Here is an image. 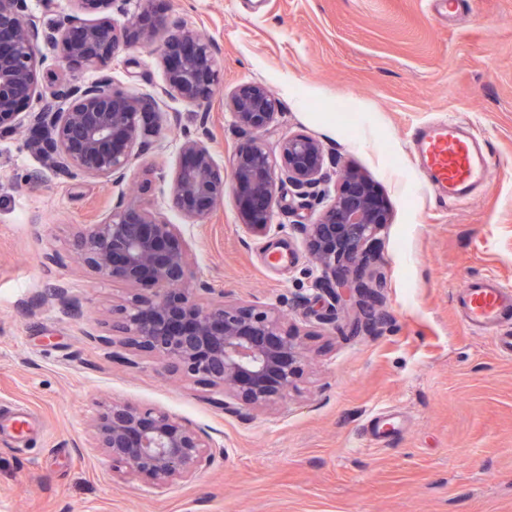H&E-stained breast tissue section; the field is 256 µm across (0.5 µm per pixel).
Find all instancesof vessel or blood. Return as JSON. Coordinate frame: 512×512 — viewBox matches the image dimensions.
I'll use <instances>...</instances> for the list:
<instances>
[{
  "mask_svg": "<svg viewBox=\"0 0 512 512\" xmlns=\"http://www.w3.org/2000/svg\"><path fill=\"white\" fill-rule=\"evenodd\" d=\"M412 140L426 186L440 202H456L493 176L494 168L483 144L459 120L434 122L416 130ZM456 304L470 327L497 329L495 349L500 357L512 359L511 285L494 276L473 280L458 292ZM394 428L389 416H372L363 431L366 446L385 444Z\"/></svg>",
  "mask_w": 512,
  "mask_h": 512,
  "instance_id": "1",
  "label": "vessel or blood"
}]
</instances>
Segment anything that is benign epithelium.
I'll use <instances>...</instances> for the list:
<instances>
[{
    "label": "benign epithelium",
    "instance_id": "obj_1",
    "mask_svg": "<svg viewBox=\"0 0 512 512\" xmlns=\"http://www.w3.org/2000/svg\"><path fill=\"white\" fill-rule=\"evenodd\" d=\"M68 12L45 22L29 12L28 0H0V134L26 125L30 146L67 175L97 178L112 185L127 177L137 148L156 130L158 102L118 90L103 74L91 82L58 79L43 103L41 69L64 62L72 70L98 69L135 40L150 41L163 31L159 53L165 65L162 94L197 107L192 131L173 112L169 125L182 130V162L170 186V206L189 224L208 221L224 200V166L208 147L209 108L220 83L218 45L194 30L170 24L152 13L150 3L120 25L126 0H70ZM38 105L37 111L24 108ZM236 127L251 134L232 154L229 165L240 200V228L266 237L274 223L283 189L297 198L328 199L317 219L297 224L319 272L313 311L322 323L344 316L354 335L372 333L384 323L370 267L373 245L390 223L377 186L367 176L346 171L333 196L321 188L329 179L323 144L291 134L275 155L264 135L275 127L281 102L256 82L238 86L224 98ZM79 261L103 278L131 287L115 307L112 337H97L109 347L120 344L133 355L154 358L163 372L181 373L209 387L211 400L233 411L245 405L267 409L288 396L307 358L303 335L288 328L280 309L233 299L193 277L189 249L180 225L124 193L108 216L87 224L71 240ZM60 311L79 319L82 310L68 289L53 288ZM94 447L112 460L121 478L143 477L163 491L191 479L216 459L215 445L189 421L130 402L107 406L92 425Z\"/></svg>",
    "mask_w": 512,
    "mask_h": 512
}]
</instances>
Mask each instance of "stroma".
Segmentation results:
<instances>
[{
  "label": "stroma",
  "instance_id": "35a3bbf8",
  "mask_svg": "<svg viewBox=\"0 0 512 512\" xmlns=\"http://www.w3.org/2000/svg\"><path fill=\"white\" fill-rule=\"evenodd\" d=\"M156 15L216 42L223 61L209 142L228 165L246 136L222 103L258 82L281 102L279 138L319 139L340 170L380 188L390 222L374 268L386 324L343 337L308 316L316 270L296 222L321 206L278 213L281 232L250 237L226 190L208 223L168 205L181 162L162 96L156 43L135 41L106 69L116 88L157 97L158 128L126 181L71 178L29 148L26 129L0 136V512H512V360L489 332L465 328L452 303L465 283L512 284V0H153ZM363 115L346 131L335 115ZM454 113L484 140L491 183L441 207L410 150L414 128ZM180 225L196 279L235 298L277 306L307 331L313 359L297 389L267 410L227 413L203 384L163 374L150 356L111 358L98 336L129 289L75 259L70 240L105 219L118 193ZM287 254L272 266V253ZM64 285L84 317L48 293ZM115 401L190 421L224 458L158 492L123 481L93 448L90 425ZM396 413L383 447L362 448L366 421Z\"/></svg>",
  "mask_w": 512,
  "mask_h": 512
}]
</instances>
